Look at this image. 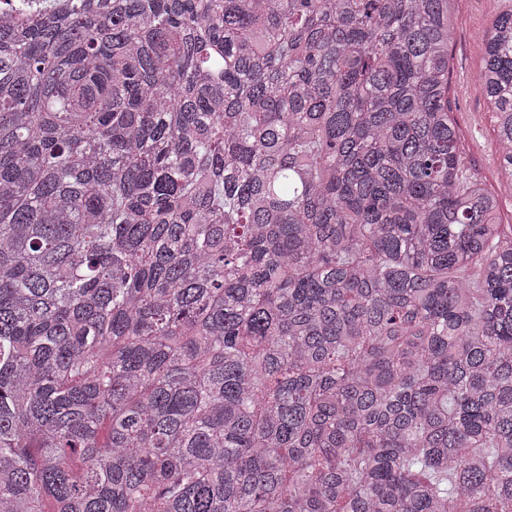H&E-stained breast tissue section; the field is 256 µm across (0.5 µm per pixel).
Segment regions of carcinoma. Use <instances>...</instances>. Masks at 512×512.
<instances>
[{"instance_id":"carcinoma-1","label":"carcinoma","mask_w":512,"mask_h":512,"mask_svg":"<svg viewBox=\"0 0 512 512\" xmlns=\"http://www.w3.org/2000/svg\"><path fill=\"white\" fill-rule=\"evenodd\" d=\"M454 2L0 7V512H512ZM484 38L512 183L511 3Z\"/></svg>"}]
</instances>
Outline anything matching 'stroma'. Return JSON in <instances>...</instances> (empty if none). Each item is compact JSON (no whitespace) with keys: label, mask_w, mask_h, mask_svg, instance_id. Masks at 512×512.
Returning <instances> with one entry per match:
<instances>
[{"label":"stroma","mask_w":512,"mask_h":512,"mask_svg":"<svg viewBox=\"0 0 512 512\" xmlns=\"http://www.w3.org/2000/svg\"><path fill=\"white\" fill-rule=\"evenodd\" d=\"M491 16L486 0H456L448 50V99L462 140L464 165L486 189L501 193L500 221L512 225V196L503 192L500 158L494 150L495 115L481 79L486 56L483 33Z\"/></svg>","instance_id":"35a3bbf8"}]
</instances>
